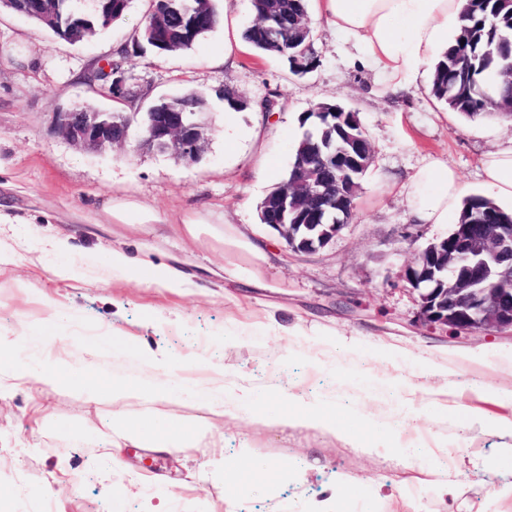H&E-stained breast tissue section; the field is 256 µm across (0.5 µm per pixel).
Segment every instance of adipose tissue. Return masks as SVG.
<instances>
[{
    "label": "adipose tissue",
    "mask_w": 512,
    "mask_h": 512,
    "mask_svg": "<svg viewBox=\"0 0 512 512\" xmlns=\"http://www.w3.org/2000/svg\"><path fill=\"white\" fill-rule=\"evenodd\" d=\"M467 0H315L318 20L346 35L362 51L366 64L380 81L393 89L416 84L420 77L441 60L450 34L459 21ZM483 182L495 202L512 203V138L497 142L480 158ZM408 212L418 224H444L451 214L460 213L466 186L459 172L445 163L426 164L401 188ZM172 232L203 249H221L230 260L224 267L228 280H245L253 288L262 287L261 268L268 266L267 245L252 238L233 224L216 227L202 216L187 217L172 225ZM80 350L85 375L75 384L82 399L90 406L112 407L110 445L115 450L131 446L164 454L182 447L191 430L173 421L165 408L175 399L187 396L206 414L232 419L253 418L256 395L253 388L225 389L224 375L215 372L206 380L166 373L161 383L144 386L125 381L102 385L94 383L99 345L85 343L80 337L70 339ZM61 381L57 368L38 363H18L0 368V400L23 386L52 389ZM286 409L274 416L275 424L297 428L321 429L344 434L352 446L369 452L370 446L355 431H340L334 413L321 409L302 395L288 393ZM138 404L137 416H129V404Z\"/></svg>",
    "instance_id": "ef3b65f1"
}]
</instances>
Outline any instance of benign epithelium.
Masks as SVG:
<instances>
[{"label":"benign epithelium","mask_w":512,"mask_h":512,"mask_svg":"<svg viewBox=\"0 0 512 512\" xmlns=\"http://www.w3.org/2000/svg\"><path fill=\"white\" fill-rule=\"evenodd\" d=\"M32 14L51 28L59 23L57 0H35ZM107 92L125 90L124 76L99 61ZM129 124L112 113L72 107L56 113L52 132L89 152H104L129 140ZM207 129L185 112H146L136 137L139 151H162L178 161H194L203 151ZM369 143L353 136L348 144L321 152V161L336 170L358 165L367 171ZM331 186L317 179L315 163L306 160L263 205L264 225L276 231L294 252L326 246L343 228L328 222ZM418 292L420 316L455 334L512 330V224H459L449 235L428 244L405 270Z\"/></svg>","instance_id":"obj_1"}]
</instances>
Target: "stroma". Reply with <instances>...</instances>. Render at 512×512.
Here are the masks:
<instances>
[{
  "label": "stroma",
  "instance_id": "35a3bbf8",
  "mask_svg": "<svg viewBox=\"0 0 512 512\" xmlns=\"http://www.w3.org/2000/svg\"><path fill=\"white\" fill-rule=\"evenodd\" d=\"M150 0H131L126 15L90 41L68 44L30 19L0 12V352L9 366L31 358L39 342L21 318L57 327L59 334L111 340L96 360L95 380L152 384L162 378L153 352L172 367L197 360L224 374L226 386L258 390L256 421L202 416L180 399L171 415L199 426L196 439L170 454L126 448L120 464L102 450L105 435L90 429L95 412L70 384L18 390L0 401V501L13 512H219L233 494L243 512H512V436L486 426L464 427L457 405H484L487 392L512 389V333L490 329L450 335L418 315L419 298L403 275L447 224H415L399 189L416 169L440 160L454 166L470 193L485 194L481 155L496 138L512 137V123L496 133L448 112L430 81L394 91L347 39L312 25L320 60L297 76L286 60L236 47L253 24L251 0H217L220 24L191 50L160 56L136 47ZM99 58L119 64L146 112L158 98L187 89L203 93L208 141L199 159L178 162L141 152L134 142L102 153L79 149L51 131L60 109L114 103L87 71ZM247 102L227 113L222 95ZM272 109H265V101ZM320 102L358 112L373 146L355 215L336 240L300 253L261 224L263 198L286 176L306 128L302 113ZM233 116L250 137L231 148L224 119ZM127 198L161 220L152 234L117 223L106 210ZM202 214L230 222L272 248L266 291L217 276L220 251L204 252L167 230ZM158 263L184 261L193 287L170 292L138 288L112 276V252ZM379 390L369 398L361 378ZM415 385V393L405 383ZM443 388L437 406L414 419L402 413L407 395ZM292 389L329 402L341 422L354 423L386 446L365 454L344 438L313 428H282L267 418L277 395ZM281 466L269 483L246 485L226 475L224 458L238 449ZM457 449L449 461V449ZM435 453L456 494L442 496L419 482L406 455ZM164 475V484L127 498L128 470Z\"/></svg>",
  "mask_w": 512,
  "mask_h": 512
}]
</instances>
